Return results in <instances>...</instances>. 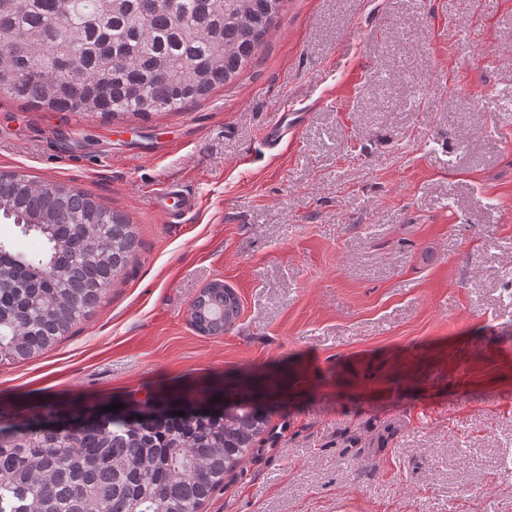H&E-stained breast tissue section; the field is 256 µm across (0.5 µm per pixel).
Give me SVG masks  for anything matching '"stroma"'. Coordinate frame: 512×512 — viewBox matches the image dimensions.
<instances>
[{
	"instance_id": "obj_1",
	"label": "stroma",
	"mask_w": 512,
	"mask_h": 512,
	"mask_svg": "<svg viewBox=\"0 0 512 512\" xmlns=\"http://www.w3.org/2000/svg\"><path fill=\"white\" fill-rule=\"evenodd\" d=\"M510 97L512 0H286L233 82L147 120L0 93V171L83 189L139 240L68 337L0 364V405L267 408L203 512H512ZM164 184L196 197L184 223ZM217 280L241 313L203 336ZM293 112H296V110L291 107L284 109L279 114L278 120L268 127L266 138L269 141L280 143L288 139V135H290L291 140L293 132L292 120L294 119ZM195 201L182 189L168 184L162 187L156 195L158 211L168 224H177L180 217L195 207ZM239 313L240 302L235 292L212 283L200 293L198 303L190 307L189 320L198 333L212 336L231 327Z\"/></svg>"
}]
</instances>
